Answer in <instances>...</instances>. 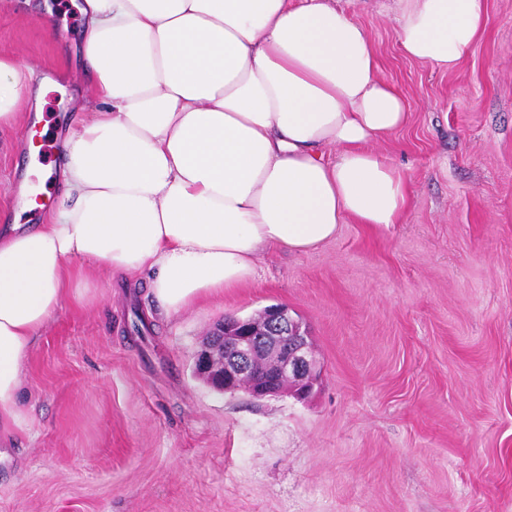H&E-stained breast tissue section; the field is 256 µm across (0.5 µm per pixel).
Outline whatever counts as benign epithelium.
Returning <instances> with one entry per match:
<instances>
[{"instance_id":"obj_1","label":"benign epithelium","mask_w":512,"mask_h":512,"mask_svg":"<svg viewBox=\"0 0 512 512\" xmlns=\"http://www.w3.org/2000/svg\"><path fill=\"white\" fill-rule=\"evenodd\" d=\"M194 369L219 392L256 398L287 391L305 400L320 380L308 328L279 305L216 324L194 353Z\"/></svg>"}]
</instances>
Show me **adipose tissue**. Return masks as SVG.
I'll return each instance as SVG.
<instances>
[{
    "mask_svg": "<svg viewBox=\"0 0 512 512\" xmlns=\"http://www.w3.org/2000/svg\"><path fill=\"white\" fill-rule=\"evenodd\" d=\"M402 53L456 69L484 0H395ZM85 75L47 224L0 226V443L27 432L32 339L87 271L147 274L167 315L254 281L340 225L397 224L409 185L373 145L408 121L337 0H82ZM0 54V124L35 81ZM338 150L328 158L327 148Z\"/></svg>",
    "mask_w": 512,
    "mask_h": 512,
    "instance_id": "1",
    "label": "adipose tissue"
}]
</instances>
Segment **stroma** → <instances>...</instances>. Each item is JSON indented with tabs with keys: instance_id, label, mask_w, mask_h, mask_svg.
Returning <instances> with one entry per match:
<instances>
[{
	"instance_id": "stroma-1",
	"label": "stroma",
	"mask_w": 512,
	"mask_h": 512,
	"mask_svg": "<svg viewBox=\"0 0 512 512\" xmlns=\"http://www.w3.org/2000/svg\"><path fill=\"white\" fill-rule=\"evenodd\" d=\"M386 2L351 9L410 112L376 145L409 183L403 221L265 252L253 283L172 317L148 285L130 294L99 274L35 339L33 426L0 454V512H512V0H486L451 72L402 54ZM81 29L74 0L0 12V53L41 87V111L0 127V210L22 224L43 223L62 191L41 168L85 90ZM37 118L48 130L32 155ZM271 305L309 327L310 398L194 377L205 332Z\"/></svg>"
}]
</instances>
